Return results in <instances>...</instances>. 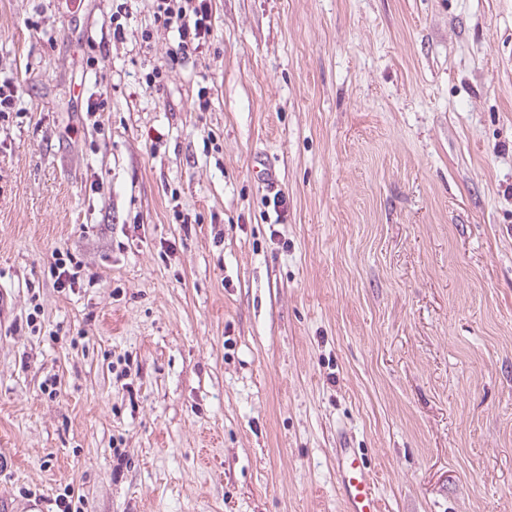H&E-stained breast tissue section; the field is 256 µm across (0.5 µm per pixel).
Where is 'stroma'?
<instances>
[{
	"mask_svg": "<svg viewBox=\"0 0 512 512\" xmlns=\"http://www.w3.org/2000/svg\"><path fill=\"white\" fill-rule=\"evenodd\" d=\"M212 5L0 0V504L512 512V0ZM154 2L156 22L163 29L177 34V40L170 48V56L184 60L194 53H202L213 32L211 0ZM53 256V273L55 274L56 280V288L65 290V288H75L76 285H79V280L81 276L80 265L76 262L73 263V260L68 257V254H64L62 252H57ZM68 261V263H67ZM336 480L344 512H380L375 474L356 448L337 449Z\"/></svg>",
	"mask_w": 512,
	"mask_h": 512,
	"instance_id": "1",
	"label": "stroma"
}]
</instances>
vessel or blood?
I'll return each mask as SVG.
<instances>
[{
  "instance_id": "b4317fda",
  "label": "vessel or blood",
  "mask_w": 512,
  "mask_h": 512,
  "mask_svg": "<svg viewBox=\"0 0 512 512\" xmlns=\"http://www.w3.org/2000/svg\"><path fill=\"white\" fill-rule=\"evenodd\" d=\"M336 480L344 512H379L376 477L357 449H337Z\"/></svg>"
}]
</instances>
